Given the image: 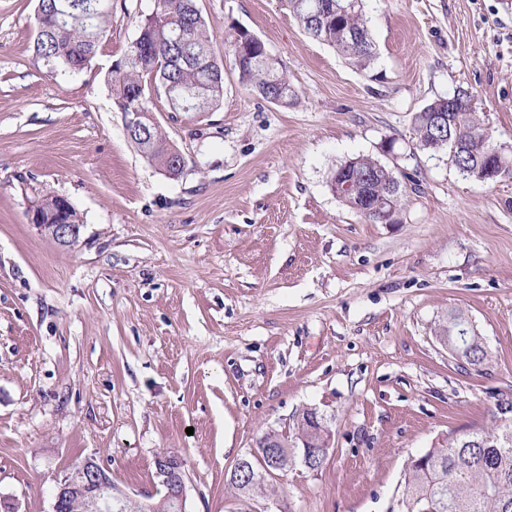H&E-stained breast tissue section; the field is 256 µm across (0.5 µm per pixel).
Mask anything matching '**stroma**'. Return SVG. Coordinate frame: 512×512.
I'll list each match as a JSON object with an SVG mask.
<instances>
[{
    "label": "stroma",
    "mask_w": 512,
    "mask_h": 512,
    "mask_svg": "<svg viewBox=\"0 0 512 512\" xmlns=\"http://www.w3.org/2000/svg\"><path fill=\"white\" fill-rule=\"evenodd\" d=\"M37 4L0 0V512H52L87 457L158 502L167 451L188 512H244L231 471L306 408L333 446L279 477L282 512H397L411 458L493 425L512 389V177L462 174L413 127L465 89L512 149V0H363V72L280 0H198L224 100L173 112L152 91L187 159L176 179L127 139L108 79L153 0H112L95 56L63 76L33 50ZM239 28L281 61L293 105L239 83L224 44ZM363 155L415 183L393 222L330 187ZM47 195L80 214L76 245L31 224ZM452 310L482 336V367L438 340Z\"/></svg>",
    "instance_id": "stroma-1"
}]
</instances>
